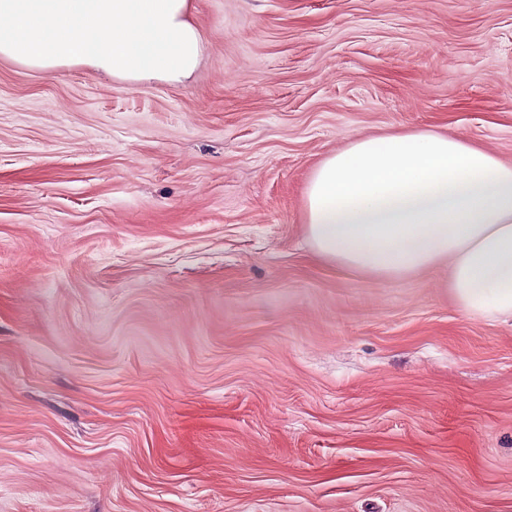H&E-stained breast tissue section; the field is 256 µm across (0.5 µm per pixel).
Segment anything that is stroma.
Masks as SVG:
<instances>
[{
  "label": "stroma",
  "instance_id": "stroma-1",
  "mask_svg": "<svg viewBox=\"0 0 512 512\" xmlns=\"http://www.w3.org/2000/svg\"><path fill=\"white\" fill-rule=\"evenodd\" d=\"M193 75L0 58V512H512V322L316 258L355 138L512 163V0H191Z\"/></svg>",
  "mask_w": 512,
  "mask_h": 512
}]
</instances>
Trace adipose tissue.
<instances>
[{
  "mask_svg": "<svg viewBox=\"0 0 512 512\" xmlns=\"http://www.w3.org/2000/svg\"><path fill=\"white\" fill-rule=\"evenodd\" d=\"M191 0H0V58L47 72L179 83L202 37ZM318 258L403 278L440 265L468 316L512 319V164L432 130L360 137L325 157L304 193Z\"/></svg>",
  "mask_w": 512,
  "mask_h": 512,
  "instance_id": "ef3b65f1",
  "label": "adipose tissue"
}]
</instances>
